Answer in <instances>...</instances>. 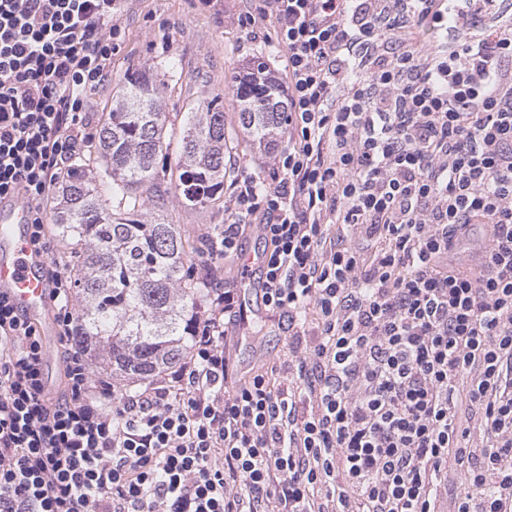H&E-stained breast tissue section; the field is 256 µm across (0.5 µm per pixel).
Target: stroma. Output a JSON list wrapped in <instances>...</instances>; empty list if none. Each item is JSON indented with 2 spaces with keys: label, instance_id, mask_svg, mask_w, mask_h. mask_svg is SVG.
<instances>
[{
  "label": "stroma",
  "instance_id": "35a3bbf8",
  "mask_svg": "<svg viewBox=\"0 0 512 512\" xmlns=\"http://www.w3.org/2000/svg\"><path fill=\"white\" fill-rule=\"evenodd\" d=\"M249 7V0H121L123 44L112 59L111 79L91 96L94 120H101L110 111L125 73L148 67L161 80L160 95L169 122L180 123L185 112L206 93L220 95L227 143L232 147L227 160L231 176L262 171L268 154L241 134L234 88L238 75L255 60L265 61L275 73L281 72L282 64L270 21L260 22L252 33L239 25V13ZM173 59L182 67V77L177 81L168 73ZM154 216L183 225L191 233L197 232L199 225L222 224L227 219L220 204L193 210L173 204L155 211ZM249 334L251 343L232 346L239 377H247L261 362L287 361L288 334L281 329L277 316L263 312L251 322Z\"/></svg>",
  "mask_w": 512,
  "mask_h": 512
}]
</instances>
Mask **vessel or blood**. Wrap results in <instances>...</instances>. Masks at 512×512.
<instances>
[{
    "label": "vessel or blood",
    "instance_id": "obj_1",
    "mask_svg": "<svg viewBox=\"0 0 512 512\" xmlns=\"http://www.w3.org/2000/svg\"><path fill=\"white\" fill-rule=\"evenodd\" d=\"M46 265L29 246L25 211L18 207L0 209V291L34 320L45 314L49 289Z\"/></svg>",
    "mask_w": 512,
    "mask_h": 512
}]
</instances>
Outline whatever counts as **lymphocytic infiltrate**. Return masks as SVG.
Wrapping results in <instances>:
<instances>
[{
    "instance_id": "obj_1",
    "label": "lymphocytic infiltrate",
    "mask_w": 512,
    "mask_h": 512,
    "mask_svg": "<svg viewBox=\"0 0 512 512\" xmlns=\"http://www.w3.org/2000/svg\"><path fill=\"white\" fill-rule=\"evenodd\" d=\"M497 0H260L288 144L231 181L233 221L192 274L188 355L131 389L93 367L48 210L95 142L88 98L121 48L119 0H0V204L49 265L61 377L0 293V512H512V27ZM451 35L419 56L398 34ZM487 226L479 275L453 238ZM256 230L287 368L234 380L224 274Z\"/></svg>"
}]
</instances>
